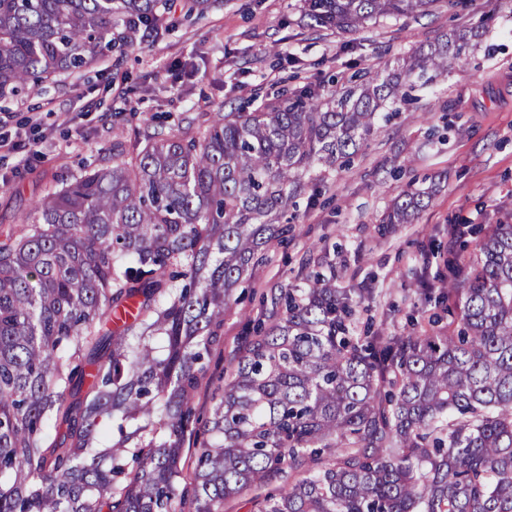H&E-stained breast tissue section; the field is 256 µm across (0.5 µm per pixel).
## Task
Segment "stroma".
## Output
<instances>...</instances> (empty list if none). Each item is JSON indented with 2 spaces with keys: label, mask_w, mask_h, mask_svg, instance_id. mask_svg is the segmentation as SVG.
Returning <instances> with one entry per match:
<instances>
[{
  "label": "stroma",
  "mask_w": 512,
  "mask_h": 512,
  "mask_svg": "<svg viewBox=\"0 0 512 512\" xmlns=\"http://www.w3.org/2000/svg\"><path fill=\"white\" fill-rule=\"evenodd\" d=\"M300 0H219L205 17L163 40L143 42L124 60L105 57L58 86L0 101V135L31 126L25 151L0 152V238L83 164L112 156L118 129L174 126L197 112L254 108L277 89L342 85L355 73L391 70L422 45L479 28L466 61L379 123L349 168L330 172L317 205L297 199L288 232L253 272L224 316V341L195 396L208 417L217 387L253 337L272 292L302 285L310 258L324 256L345 288L368 295L356 330L427 328L456 246L450 226L475 244L497 216L512 213V0H443L430 14L383 18L356 34L317 33ZM431 189L413 223L381 232L379 220L401 191Z\"/></svg>",
  "instance_id": "35a3bbf8"
}]
</instances>
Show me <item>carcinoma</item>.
<instances>
[{
  "label": "carcinoma",
  "instance_id": "1",
  "mask_svg": "<svg viewBox=\"0 0 512 512\" xmlns=\"http://www.w3.org/2000/svg\"><path fill=\"white\" fill-rule=\"evenodd\" d=\"M174 0H0V100L158 41ZM217 0H183L203 14ZM358 32L435 0H304ZM476 32L384 75L251 112L119 133L112 164L47 193L0 241V512H175L194 396L234 292L288 212L350 165L382 111L466 57ZM428 206L412 189L381 223ZM448 327L355 336L362 290L308 274L224 379L196 451V512H512V214L441 288ZM281 483L276 493L263 492Z\"/></svg>",
  "mask_w": 512,
  "mask_h": 512
}]
</instances>
